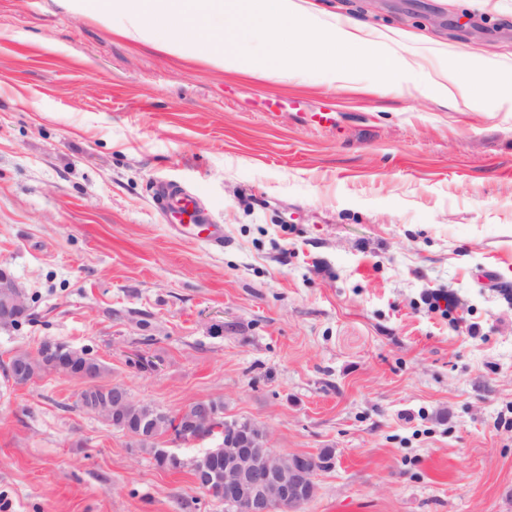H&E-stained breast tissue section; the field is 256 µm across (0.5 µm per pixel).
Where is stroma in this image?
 Returning <instances> with one entry per match:
<instances>
[{
    "label": "stroma",
    "mask_w": 512,
    "mask_h": 512,
    "mask_svg": "<svg viewBox=\"0 0 512 512\" xmlns=\"http://www.w3.org/2000/svg\"><path fill=\"white\" fill-rule=\"evenodd\" d=\"M65 2L0 0V265L31 312L0 328V512H224L77 408L83 380L8 378L45 340L134 400L332 449L300 512H512V0H311L416 40L388 82L232 75Z\"/></svg>",
    "instance_id": "35a3bbf8"
}]
</instances>
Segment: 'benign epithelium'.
<instances>
[{
    "instance_id": "benign-epithelium-1",
    "label": "benign epithelium",
    "mask_w": 512,
    "mask_h": 512,
    "mask_svg": "<svg viewBox=\"0 0 512 512\" xmlns=\"http://www.w3.org/2000/svg\"><path fill=\"white\" fill-rule=\"evenodd\" d=\"M29 307L22 291L10 271L0 267V327L28 314ZM46 362L50 373L72 374L71 366L62 350L48 342L35 353L21 352L10 361L19 385L30 382L29 363ZM105 402L93 401L85 408L92 414H101L105 421L123 429V433L139 440L149 431L150 421L131 416L128 406L129 392L121 385L107 388ZM195 410L187 423L177 416L167 434L173 442L212 440L213 427L221 432L219 447L223 452L206 449L200 459L203 464L196 472L195 481L218 503L238 506L240 512H273L278 507L284 512H299L317 490L315 476L321 469L333 465V459L319 462L305 453H280L272 447L269 431L245 418L223 417L202 399L193 403Z\"/></svg>"
}]
</instances>
